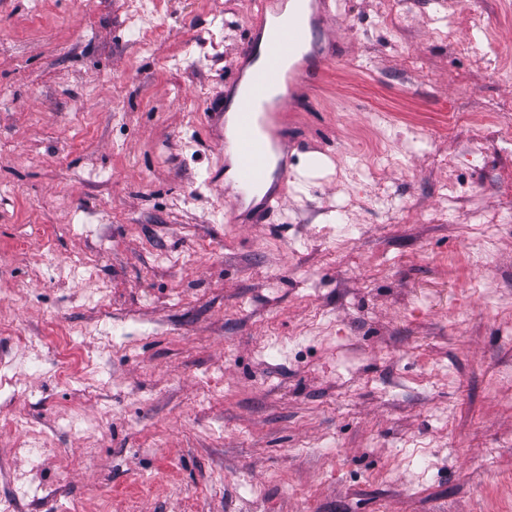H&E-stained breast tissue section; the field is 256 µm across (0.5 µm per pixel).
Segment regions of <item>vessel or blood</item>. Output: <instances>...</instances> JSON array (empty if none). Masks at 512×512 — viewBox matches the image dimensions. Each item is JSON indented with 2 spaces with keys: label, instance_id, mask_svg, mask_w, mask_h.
Here are the masks:
<instances>
[{
  "label": "vessel or blood",
  "instance_id": "obj_1",
  "mask_svg": "<svg viewBox=\"0 0 512 512\" xmlns=\"http://www.w3.org/2000/svg\"><path fill=\"white\" fill-rule=\"evenodd\" d=\"M336 58L333 45L312 53L307 21L302 12L288 19L259 23L240 49L230 77L225 79L226 104L208 112L214 137L235 159L242 192L230 199L233 212L244 207L243 194L275 178L279 188L266 193L256 206L253 223H263L281 206L291 177L290 144L279 136L292 106L307 86L311 69H325ZM232 119L234 134L224 136V121Z\"/></svg>",
  "mask_w": 512,
  "mask_h": 512
}]
</instances>
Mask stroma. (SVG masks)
Masks as SVG:
<instances>
[{"label":"stroma","mask_w":512,"mask_h":512,"mask_svg":"<svg viewBox=\"0 0 512 512\" xmlns=\"http://www.w3.org/2000/svg\"><path fill=\"white\" fill-rule=\"evenodd\" d=\"M127 4L0 0V359L44 361L0 385V503L512 512V140L470 141L512 114V0H333L346 54L263 224L231 223L206 117L258 0H159L151 42ZM54 331L88 371L58 377ZM20 418L52 447L18 453Z\"/></svg>","instance_id":"35a3bbf8"}]
</instances>
